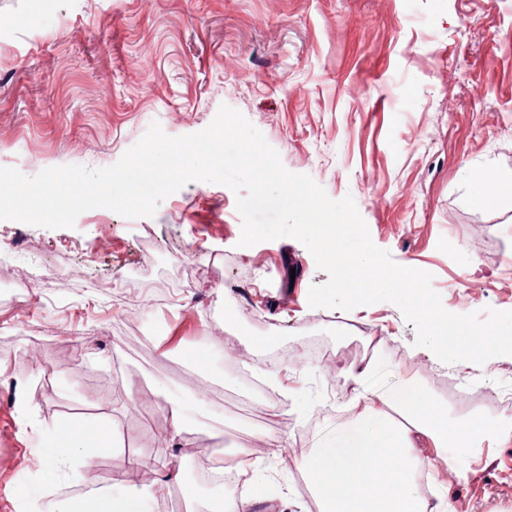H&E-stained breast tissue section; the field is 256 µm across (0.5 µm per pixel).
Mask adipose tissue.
Segmentation results:
<instances>
[{
  "label": "adipose tissue",
  "instance_id": "ef3b65f1",
  "mask_svg": "<svg viewBox=\"0 0 512 512\" xmlns=\"http://www.w3.org/2000/svg\"><path fill=\"white\" fill-rule=\"evenodd\" d=\"M374 366L369 360L348 368L354 383L351 426L328 434L316 454L298 464L319 497L320 512H455L444 492L434 505L426 504L418 473L436 457L456 477H466L486 448L512 441V418L493 421L478 410L449 416L447 404L415 378L409 391H377L368 384ZM56 433L62 449L48 465L71 479L87 465L90 440L109 444L103 427L63 423ZM427 448L432 456H424Z\"/></svg>",
  "mask_w": 512,
  "mask_h": 512
}]
</instances>
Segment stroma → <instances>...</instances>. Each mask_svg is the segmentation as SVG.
Here are the masks:
<instances>
[{
  "label": "stroma",
  "mask_w": 512,
  "mask_h": 512,
  "mask_svg": "<svg viewBox=\"0 0 512 512\" xmlns=\"http://www.w3.org/2000/svg\"><path fill=\"white\" fill-rule=\"evenodd\" d=\"M224 104L286 169L352 196L372 242L431 273L447 311H512V198L471 200L473 174L512 178V0H0V167H106L152 122L189 135ZM240 235L234 192L200 181L151 217L0 220V512L48 498L94 512L96 492L45 467L66 420L111 428L112 450L89 460L105 493L166 481L150 512H217L229 495L253 512H317L298 462L352 418L346 369L363 329L398 344L375 389L413 374L457 413L477 404L441 391V375L512 391V355L455 370L406 357L414 327L394 304L310 307L328 275L307 248ZM197 436L251 448V474L190 476ZM128 454L141 465L122 467ZM430 484L456 512H512V443L467 480Z\"/></svg>",
  "instance_id": "1"
}]
</instances>
